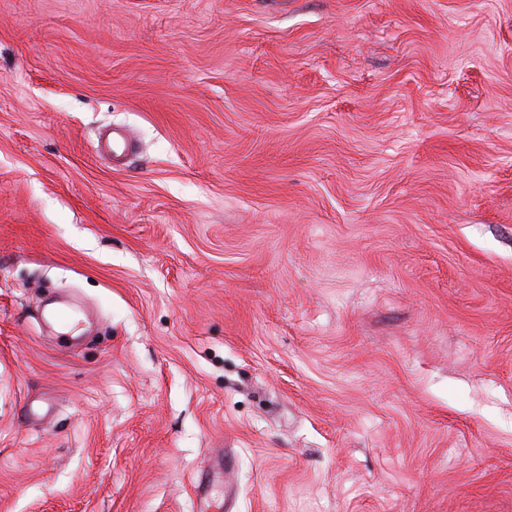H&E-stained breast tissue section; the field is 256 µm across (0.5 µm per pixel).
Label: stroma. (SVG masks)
I'll return each instance as SVG.
<instances>
[{
    "instance_id": "obj_1",
    "label": "stroma",
    "mask_w": 512,
    "mask_h": 512,
    "mask_svg": "<svg viewBox=\"0 0 512 512\" xmlns=\"http://www.w3.org/2000/svg\"><path fill=\"white\" fill-rule=\"evenodd\" d=\"M0 512H512V0H0Z\"/></svg>"
}]
</instances>
